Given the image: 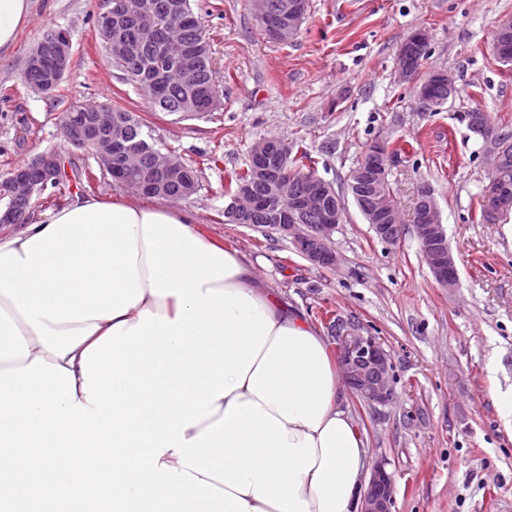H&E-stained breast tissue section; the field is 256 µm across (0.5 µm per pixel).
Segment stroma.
Segmentation results:
<instances>
[{
  "label": "stroma",
  "mask_w": 512,
  "mask_h": 512,
  "mask_svg": "<svg viewBox=\"0 0 512 512\" xmlns=\"http://www.w3.org/2000/svg\"><path fill=\"white\" fill-rule=\"evenodd\" d=\"M223 82V111L179 119L151 111L124 82L96 30L105 0H32L29 18L0 59V178L36 154L58 151L71 182L51 197L55 208L75 195L136 199L101 174L94 157L62 137L71 106L98 103L135 111L157 145L197 163L199 187L184 207L199 229L255 265L289 309L326 338L333 311L345 326L380 337L391 354L397 398L376 410L345 392L344 405L368 439L369 459L386 458L396 474V512H512V416L496 398L512 393V210L480 218L490 184L489 144L459 114L479 108L512 124V66L491 47L512 0H310L299 35L268 39L250 0H197ZM71 35V69L51 95L23 81L29 53L44 31ZM428 35L421 69L445 70L457 91L426 111L414 84L398 79L401 44ZM275 136L304 141L317 174L346 192L349 177L374 140L408 141L389 169L402 230L392 243L371 230L355 205L337 226L340 257L313 266L291 237L224 221V169L246 160L253 143ZM94 173L91 186L76 183ZM428 185L456 259V288H442L423 260L413 229L416 190Z\"/></svg>",
  "instance_id": "35a3bbf8"
}]
</instances>
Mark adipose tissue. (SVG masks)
<instances>
[{
  "label": "adipose tissue",
  "instance_id": "adipose-tissue-1",
  "mask_svg": "<svg viewBox=\"0 0 512 512\" xmlns=\"http://www.w3.org/2000/svg\"><path fill=\"white\" fill-rule=\"evenodd\" d=\"M196 224L77 196L0 232V512L80 469L82 512H358L367 439L325 337Z\"/></svg>",
  "mask_w": 512,
  "mask_h": 512
}]
</instances>
